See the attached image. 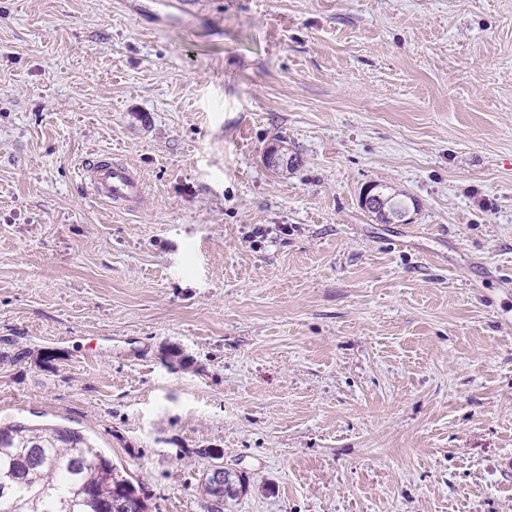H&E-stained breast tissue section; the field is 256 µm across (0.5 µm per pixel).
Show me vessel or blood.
Listing matches in <instances>:
<instances>
[{"instance_id": "b4317fda", "label": "vessel or blood", "mask_w": 512, "mask_h": 512, "mask_svg": "<svg viewBox=\"0 0 512 512\" xmlns=\"http://www.w3.org/2000/svg\"><path fill=\"white\" fill-rule=\"evenodd\" d=\"M79 176L94 197L117 210L135 211L147 193V184L138 169L114 160L108 153L84 163Z\"/></svg>"}]
</instances>
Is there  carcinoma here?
Here are the masks:
<instances>
[{
	"instance_id": "cac0c4a2",
	"label": "carcinoma",
	"mask_w": 512,
	"mask_h": 512,
	"mask_svg": "<svg viewBox=\"0 0 512 512\" xmlns=\"http://www.w3.org/2000/svg\"><path fill=\"white\" fill-rule=\"evenodd\" d=\"M370 212L384 217L409 207L395 194L378 191ZM228 493L204 480L206 512L248 492L245 477ZM107 504L127 500L136 512H152L142 489L104 449L76 428L0 421V512H91L88 497Z\"/></svg>"
}]
</instances>
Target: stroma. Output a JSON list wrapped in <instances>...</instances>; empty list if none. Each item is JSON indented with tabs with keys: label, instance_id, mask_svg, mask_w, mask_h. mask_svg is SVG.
<instances>
[{
	"label": "stroma",
	"instance_id": "stroma-1",
	"mask_svg": "<svg viewBox=\"0 0 512 512\" xmlns=\"http://www.w3.org/2000/svg\"><path fill=\"white\" fill-rule=\"evenodd\" d=\"M203 4L0 0V420L157 512L216 462L226 512H512V0ZM79 176L94 197L116 210L135 211L147 193V184L138 169L112 160L110 153H99L84 163ZM376 193L379 197L376 205L373 208L367 207L371 213L387 218H389V216L395 218L399 211H403L409 207L408 202L400 198L399 195L387 194L381 190Z\"/></svg>",
	"mask_w": 512,
	"mask_h": 512
}]
</instances>
